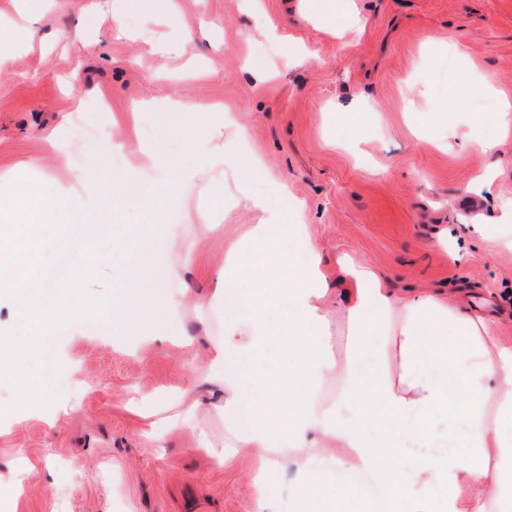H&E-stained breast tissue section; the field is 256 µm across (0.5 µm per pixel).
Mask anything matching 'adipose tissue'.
Segmentation results:
<instances>
[{
  "label": "adipose tissue",
  "instance_id": "ef3b65f1",
  "mask_svg": "<svg viewBox=\"0 0 512 512\" xmlns=\"http://www.w3.org/2000/svg\"><path fill=\"white\" fill-rule=\"evenodd\" d=\"M287 196L275 181L250 198L270 220L226 253L212 293L224 307L203 373L220 384L215 461L256 458L260 512L267 474L286 463L302 476L303 512H512V346L488 318L432 292L392 293L350 261L341 313L360 339L336 352L318 247L303 223H283ZM321 457L333 470L314 471ZM340 470L369 473L378 494L358 496Z\"/></svg>",
  "mask_w": 512,
  "mask_h": 512
}]
</instances>
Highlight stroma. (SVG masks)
<instances>
[{
	"mask_svg": "<svg viewBox=\"0 0 512 512\" xmlns=\"http://www.w3.org/2000/svg\"><path fill=\"white\" fill-rule=\"evenodd\" d=\"M175 2L168 20L135 0H33L35 42L0 58V196L14 194L3 176L26 161L36 180L92 175L83 194L101 238L69 239L80 245L71 262L95 263L94 298L118 286L126 232L148 221L127 204L102 222L95 188L132 174L153 186L147 144L196 163L199 125L177 123L179 104L222 105L226 144L262 163L250 178L217 163L208 180L185 183L188 207L153 266L172 303L170 340L132 336L118 348L111 317L83 318L45 337L62 385L42 378L37 353L21 364L38 384L0 380V512H255L254 457L221 466L197 448L203 433L223 447L224 423L212 386L195 377L224 334L211 300L224 253L261 223L247 199L274 180L302 204L333 284L336 351L352 338L337 305L344 254L406 296L437 291L489 314L499 343L512 345V222L500 218L512 150L464 145L491 136L492 117L512 103V0H344L335 23L311 0ZM184 37V51L155 50ZM116 143L128 157L100 167L97 151ZM182 394L197 412L151 426Z\"/></svg>",
	"mask_w": 512,
	"mask_h": 512,
	"instance_id": "obj_1",
	"label": "stroma"
}]
</instances>
